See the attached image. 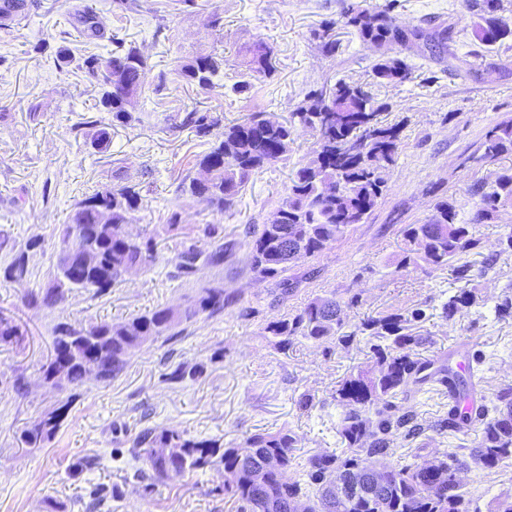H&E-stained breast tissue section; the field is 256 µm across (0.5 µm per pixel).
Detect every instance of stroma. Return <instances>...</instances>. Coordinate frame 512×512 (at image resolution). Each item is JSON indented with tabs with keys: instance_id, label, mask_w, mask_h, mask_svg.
<instances>
[{
	"instance_id": "obj_1",
	"label": "stroma",
	"mask_w": 512,
	"mask_h": 512,
	"mask_svg": "<svg viewBox=\"0 0 512 512\" xmlns=\"http://www.w3.org/2000/svg\"><path fill=\"white\" fill-rule=\"evenodd\" d=\"M137 3L122 12L113 0H38L25 19L0 32V234L20 246L32 236L42 239L30 254V280L0 279V311L27 325L21 342L0 343V512H236L233 499L218 492L222 479L214 470L146 488L128 452L145 424L227 443L287 427L297 435L298 454L336 448L341 409L332 394L348 371L367 364L366 347L327 349L302 342L283 354L263 338V324L330 291L358 295V305L342 312L351 327L392 309L437 306L457 287L450 272L411 268L389 275L383 266L397 251L404 225L427 222L437 201L452 199L469 213L468 187L490 172L469 156L488 130L512 119V47L476 65L481 49L471 37L472 14L458 0H397L398 23L430 32L453 26L455 43L449 54H406L413 80L378 91L391 105L385 121L401 126V144L385 195L367 222L294 268L304 281L285 303L274 297L269 282L253 276L243 247L222 268L204 267L178 279L182 239L162 232L171 213L191 229L223 224L225 237L243 244L249 226L265 223L277 208L290 170L308 160L315 143L312 132L298 131L287 161L255 175L233 210L219 217L202 199L177 191L212 142L182 126L185 113L214 112L230 122L265 111L283 120L309 91L340 79L369 82L376 53L341 26L336 55L322 53L313 32L339 18L341 0ZM86 8L107 29L89 52L104 55L121 42L139 47L148 59L135 119L114 125L102 152L87 144L78 127L95 110V88L76 65L62 68L56 61L59 46L78 44L77 18ZM214 13L222 18L217 28L208 24ZM258 38L272 47L277 71L237 92L238 50ZM200 51L224 58V74L208 90L178 76L180 66ZM115 184L139 189L142 207L129 230L156 235V261L110 293L72 292L51 308L24 305L28 290L48 287L54 278L59 235L74 203ZM497 256L494 267L473 282L483 308L452 323L433 316L424 325L432 338L428 356L444 358L460 349L483 359L479 387L489 399L512 387V322L489 312L512 284V255ZM208 284L223 286L237 304L223 315L198 319L172 341L145 344L110 381L86 378L73 404L65 402L67 390L44 382L41 366L58 321L122 323L158 306L181 309ZM178 363L203 364L204 372L181 385L164 382L165 368ZM303 393L315 398L307 413L296 406ZM61 406L65 415L45 447H22L21 430ZM97 488L104 499L93 509L89 494Z\"/></svg>"
}]
</instances>
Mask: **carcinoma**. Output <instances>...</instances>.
I'll use <instances>...</instances> for the list:
<instances>
[{"label": "carcinoma", "instance_id": "carcinoma-1", "mask_svg": "<svg viewBox=\"0 0 512 512\" xmlns=\"http://www.w3.org/2000/svg\"><path fill=\"white\" fill-rule=\"evenodd\" d=\"M463 7L477 12L472 23L474 38L488 51L512 42V27L501 18L502 0H464ZM391 5L371 9L361 0L343 4L339 23L360 41L373 47L377 58L371 67L373 84L383 87L412 79V68L398 56L397 44L405 36L390 15ZM327 21L314 33L322 52L336 54L339 48L334 27ZM410 33L426 47H452L451 32L427 33L420 26ZM81 34L98 40L106 26L90 10L83 15ZM242 80L270 78L276 72L271 47L262 40L246 43L240 50ZM77 66L97 91L96 106L111 115V124L128 125L134 120L129 101L140 96L147 58L136 46L119 44L107 56L88 54ZM224 60L199 53L180 68L181 78L202 90L214 85ZM389 103L369 87L343 79L327 91H310L285 122L266 112H253L241 122L222 124L211 112H189L182 125L205 135L224 126L222 138L198 155L195 166L206 179L186 176L180 191L204 198L213 212L232 210L243 188L261 171L287 159L294 134L307 129L316 136L315 149L306 163L290 173L288 188L278 210L277 224H257L245 246L254 275L273 285V293L284 302L298 289L300 279L288 276L298 258L312 260L330 249L352 226L364 224L386 192L399 150V128L384 123ZM90 144L99 151L110 142V124L98 119L80 123ZM512 155V120L490 129L472 155V160L491 164ZM475 206L469 218L460 216L455 203L440 200L431 218L423 224H407L401 231L398 251L387 266L394 272L409 267L430 271L451 270L463 286L448 294L440 305L439 317L452 322L482 306L473 281L472 265L462 257L481 249L472 233L474 224H491L502 209L512 208V165L499 167L469 188ZM142 196L134 186H106L75 203L70 222L64 225L56 275L43 292L24 296L29 306L53 307L65 293L86 291L102 295L124 281L131 268L142 269L158 255L154 236L132 237L126 226L141 208ZM104 211L112 212V223L101 222ZM203 244L193 237L183 242L177 256L175 277L188 279L199 267H219L233 258L239 248L234 239L224 238V225L204 224L198 228ZM38 236L16 248L0 238V250L10 261L0 267L9 282H24L31 276L29 253L41 248ZM237 299L220 286L198 289L188 306L173 311L158 307L123 324L59 321L52 328L50 358L41 370L45 383L59 388L54 372L69 366L67 384L77 386L94 370L107 381L121 374L132 354L148 341H169L180 336L186 325L199 317L214 318ZM359 303L334 292L317 295L303 306L265 322L261 335L286 354L299 340L319 346L332 343L350 347L356 337L366 340L372 367L352 371L337 382L333 399L341 407L336 433L339 451L316 452L304 458L294 454L298 445L288 428L247 436L226 446L214 439H199L185 431L142 428L131 440L133 460L150 468L151 484L163 482L173 472L214 469L220 472L219 490L239 504L238 512H480L476 499L458 473L471 468L496 472L512 466V387L484 402L475 415L456 403L446 414L425 424L410 400L425 391H447L458 397H474L470 388L475 373L459 375L447 360H433L421 351L431 343L420 332L429 320L426 309L386 311L360 321L350 331L341 319L342 308ZM492 311L500 321L512 320V285L497 297ZM26 334L14 319L0 316V341ZM203 365L179 364L163 374L164 380L179 383L195 379ZM67 405L47 418L24 428L20 442L27 448L43 446L59 426ZM476 429L477 438L468 448L460 445L426 461L427 432L456 435ZM415 444L414 461L400 464L386 460L394 454L397 438Z\"/></svg>", "mask_w": 512, "mask_h": 512}]
</instances>
